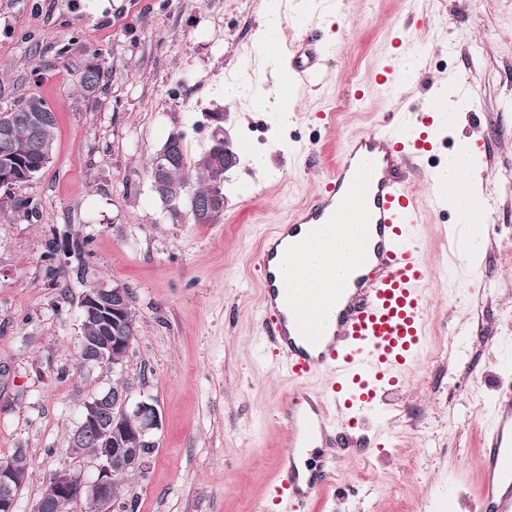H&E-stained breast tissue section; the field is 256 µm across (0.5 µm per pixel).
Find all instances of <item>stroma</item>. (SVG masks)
<instances>
[{"instance_id":"1","label":"stroma","mask_w":512,"mask_h":512,"mask_svg":"<svg viewBox=\"0 0 512 512\" xmlns=\"http://www.w3.org/2000/svg\"><path fill=\"white\" fill-rule=\"evenodd\" d=\"M0 0V110L38 95L57 111L51 164L0 207V461L23 449L31 512L63 468L93 473L68 448L82 403L112 385L155 398L162 417L145 473L121 484L135 512H257L273 489L287 430L290 382L262 345L255 255L264 234L313 199L343 138L377 129L388 112L425 106L439 87L469 82L463 125L477 143L487 195L478 267L448 252L452 215L424 211L428 343L358 433L372 446L340 451L336 482L311 512H471L480 487L482 414L497 403L493 376L512 358V0ZM280 47L315 37L336 64L287 111L262 106ZM401 38L426 66L400 98L371 75ZM98 60L97 99L74 74ZM234 96H226L227 88ZM368 89L357 101V89ZM224 112L238 163L224 177V218H172L146 172L170 133L188 161L209 145L204 113ZM336 115L326 126L321 113ZM264 155L257 170L253 155ZM86 241L68 253L72 238ZM58 248L56 272L42 256ZM126 286L138 336L124 367H81L80 300L92 286Z\"/></svg>"}]
</instances>
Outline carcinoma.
Returning <instances> with one entry per match:
<instances>
[{
	"instance_id": "cac0c4a2",
	"label": "carcinoma",
	"mask_w": 512,
	"mask_h": 512,
	"mask_svg": "<svg viewBox=\"0 0 512 512\" xmlns=\"http://www.w3.org/2000/svg\"><path fill=\"white\" fill-rule=\"evenodd\" d=\"M75 81L80 91L88 99L97 97L104 90L106 72L104 68H90L85 63L77 72ZM47 110L49 117L38 126H33L30 116ZM11 118L13 145L18 148L12 172L13 185L32 180L43 169L42 156L37 154L34 144L40 142L48 149H55V130L57 117L54 109L44 98L29 97L12 108L0 111V118ZM165 144L172 153L166 181L173 192V203L179 207H187L191 219H196L197 211L206 206L216 192H224V167L216 166L211 153L204 152L195 162L188 163L183 146V133H171Z\"/></svg>"
}]
</instances>
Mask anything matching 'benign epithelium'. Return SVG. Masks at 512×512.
<instances>
[{"instance_id": "7a95c632", "label": "benign epithelium", "mask_w": 512, "mask_h": 512, "mask_svg": "<svg viewBox=\"0 0 512 512\" xmlns=\"http://www.w3.org/2000/svg\"><path fill=\"white\" fill-rule=\"evenodd\" d=\"M203 126L211 129L212 144L216 153L224 154V169L236 165V157L229 138L223 134L224 113L206 112ZM168 155L158 154L153 175V188L166 192ZM81 310L95 316L101 333L89 339H80L85 350L83 366H112L124 364L131 349V339L125 330L135 327V312L130 300V289L123 286L107 288L96 286L84 291ZM162 427L157 402L149 395L137 398L124 388L102 390L85 400L75 425V435L70 447H80L85 435L95 433L101 439L103 451L93 457L96 475L88 479L83 470L66 468L48 478L38 506L40 512H55L56 502L66 499L69 503H85V512H112V494L117 478L128 469L144 472L150 453L148 448L157 445L156 436ZM130 436L136 448H114L112 440ZM28 474L10 464H0V512H14L17 492L27 482Z\"/></svg>"}]
</instances>
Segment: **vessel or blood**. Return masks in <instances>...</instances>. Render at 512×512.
<instances>
[{
	"label": "vessel or blood",
	"instance_id": "1",
	"mask_svg": "<svg viewBox=\"0 0 512 512\" xmlns=\"http://www.w3.org/2000/svg\"><path fill=\"white\" fill-rule=\"evenodd\" d=\"M335 59L323 44L294 45L280 73L291 87H314ZM400 56L385 58L373 74L387 94L400 91ZM453 113L429 103L425 111L385 114L376 131L347 137L324 188L291 221L268 235L255 261L261 272L264 317L260 334L292 381L281 410L288 441L280 457L272 500L278 512H300L336 479V463H311L306 448L335 443L340 429L402 383L427 344L426 285L433 276L424 258L422 208L450 212L462 188L436 187L421 200L413 177L425 159H438L434 132L452 126ZM349 225L357 245L342 255L349 275L315 292L283 273L309 247L330 248L336 229ZM322 377V387L311 380ZM504 395L484 426V480L475 512H512V371L503 370Z\"/></svg>",
	"mask_w": 512,
	"mask_h": 512
}]
</instances>
